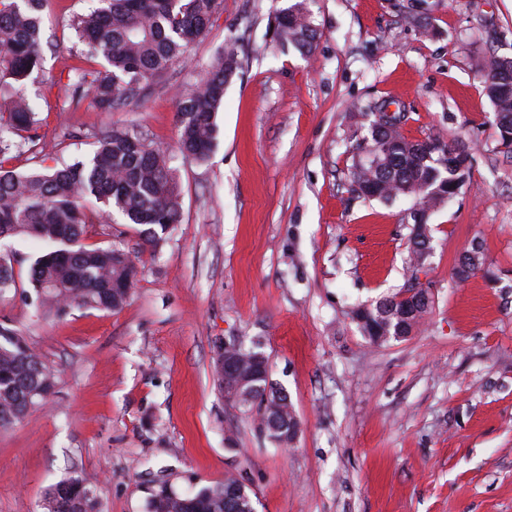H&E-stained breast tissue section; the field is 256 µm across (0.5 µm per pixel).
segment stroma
I'll return each instance as SVG.
<instances>
[{
    "label": "stroma",
    "instance_id": "1",
    "mask_svg": "<svg viewBox=\"0 0 512 512\" xmlns=\"http://www.w3.org/2000/svg\"><path fill=\"white\" fill-rule=\"evenodd\" d=\"M294 0H224L166 88L138 107L69 104L82 63L71 28L87 0H47L37 153L20 170L85 156L95 132L127 127L162 148L178 135L174 93L228 42L242 67L216 115L209 160L178 167L182 221L159 247L136 224L93 225L140 269L116 311L39 307L28 270L42 246L0 239L16 286L0 326L24 336L54 375L45 407L0 428V512H44L47 491L92 479L98 512H146L159 484L187 494L229 476L256 512H512V149L483 92L490 54L512 57V0H315L311 58L276 46L275 13ZM385 101L413 140L464 146L463 186L432 212L431 255L410 265L413 202L354 190L369 135L356 102ZM485 264L456 276L472 240ZM431 308L412 335L377 345L357 307L412 284ZM261 337L273 382L300 422L291 447L232 407L213 377L214 347Z\"/></svg>",
    "mask_w": 512,
    "mask_h": 512
}]
</instances>
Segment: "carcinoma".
Masks as SVG:
<instances>
[{
    "mask_svg": "<svg viewBox=\"0 0 512 512\" xmlns=\"http://www.w3.org/2000/svg\"><path fill=\"white\" fill-rule=\"evenodd\" d=\"M44 0H0V239L30 237L47 245L30 267L29 282L62 314L72 306L112 311L125 305L139 268L135 259L114 244L86 243L90 228L105 217L118 216L143 226L144 241L152 246L166 240L181 222V191L175 159L204 162L215 147L216 114L224 104L227 79L241 63L234 46L224 48L200 79L177 92L179 133L176 153L154 146L137 132L112 127L96 134V147L84 159L60 160L53 167L19 172L1 158L20 151L35 153L41 119L28 93L38 85H55L44 69ZM223 0H96L75 17L71 26L84 47L90 67L73 68L71 100L85 99L103 112L143 101L165 85L169 71L207 34ZM319 38L309 0H296L275 15L272 40L311 55ZM512 58L491 55L485 62L483 88L502 121L512 123ZM388 104L358 105L370 122L371 139L359 146L378 158L372 168L357 167L354 183L361 195L393 200L416 199L420 211L448 201L452 173L438 164L439 154L468 153L439 139L411 141L397 124L378 119ZM238 357L243 374L257 364L259 351L244 343L215 346L213 374L231 405L261 416L268 438L289 445L298 421L288 395L257 393L249 403L231 399L224 390V355ZM54 388V377L42 359L16 331L0 327V427L23 420L42 406ZM95 484L85 476H70L51 487L46 512H86ZM148 512H251L224 504V486L205 487L193 497L156 489Z\"/></svg>",
    "mask_w": 512,
    "mask_h": 512,
    "instance_id": "1",
    "label": "carcinoma"
}]
</instances>
